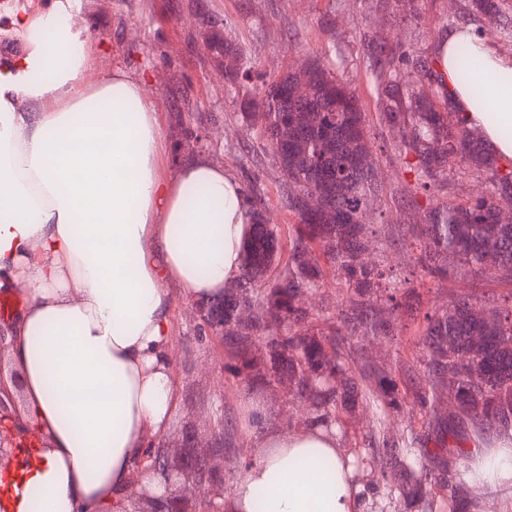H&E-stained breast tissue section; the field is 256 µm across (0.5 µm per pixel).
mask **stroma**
I'll return each instance as SVG.
<instances>
[{
	"label": "stroma",
	"instance_id": "stroma-1",
	"mask_svg": "<svg viewBox=\"0 0 512 512\" xmlns=\"http://www.w3.org/2000/svg\"><path fill=\"white\" fill-rule=\"evenodd\" d=\"M74 23L91 27L98 36V56L91 73L99 78L115 67L141 76L169 132L176 160L205 154L234 171L241 181H255L270 223L287 230L295 221L285 205L287 186L276 159L264 148L259 134L245 135L240 104L256 84L320 58L327 68L356 88L361 108L374 114L376 97L362 60L360 38L368 34L405 46L425 57L435 56L440 35L468 25L482 29L483 39L503 56L512 58V38L473 15L469 0H419L414 14L396 12L388 0H78ZM230 28L246 49L254 69L231 84L224 67L205 49L207 26ZM201 141L189 139V131ZM391 134L378 125L370 127V148L383 189L366 212L370 224H415L420 210L398 206L396 197L406 182L403 168L392 150ZM419 307L444 308L451 301L481 292L501 297L512 287L492 272L473 278L459 275L444 281H421ZM173 374L178 401L165 440L180 447L183 440L216 441L230 435L234 447L224 455V492L232 494L251 461L253 434L248 426L249 402L262 404L265 424L274 431L293 432L309 423V407L279 389L238 390L224 367L228 358L223 343L203 336L195 301L175 298L172 308ZM360 357L381 367L396 360L422 357L413 328L395 338L368 336L360 339ZM438 423L409 418L393 411L379 416L375 407L358 406L336 432L338 446L349 457L362 488L365 512H421L404 499L385 475V461L373 451L369 438L383 430L388 439L402 440L408 429L436 433L438 426L464 433L468 441L479 435L461 416L450 390H441L437 402ZM466 456L448 452L426 462L432 475L433 512H512V493L486 490L475 494L462 479Z\"/></svg>",
	"mask_w": 512,
	"mask_h": 512
}]
</instances>
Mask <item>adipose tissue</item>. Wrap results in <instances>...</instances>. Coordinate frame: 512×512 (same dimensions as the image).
<instances>
[{
	"label": "adipose tissue",
	"mask_w": 512,
	"mask_h": 512,
	"mask_svg": "<svg viewBox=\"0 0 512 512\" xmlns=\"http://www.w3.org/2000/svg\"><path fill=\"white\" fill-rule=\"evenodd\" d=\"M24 47L0 59V290L22 287L8 323L23 414L44 438L6 512H104L133 462L163 437L176 403L172 288L218 298L241 273L251 201L237 176L199 156L170 169L166 130L145 83L115 68L90 80L96 34L65 5L14 16ZM454 109L512 160V59L476 52L496 92L455 78ZM228 512H362L334 430L267 433L254 444ZM471 486L512 489V438L470 454Z\"/></svg>",
	"instance_id": "ef3b65f1"
}]
</instances>
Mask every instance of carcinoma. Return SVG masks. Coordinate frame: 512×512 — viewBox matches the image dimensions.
<instances>
[{
  "label": "carcinoma",
  "mask_w": 512,
  "mask_h": 512,
  "mask_svg": "<svg viewBox=\"0 0 512 512\" xmlns=\"http://www.w3.org/2000/svg\"><path fill=\"white\" fill-rule=\"evenodd\" d=\"M470 2L473 12L512 36L507 0ZM360 42L374 81L375 118L394 136L397 158L411 177L401 197L416 207L419 195L451 189L450 165L477 172L490 184L485 195L465 202L450 197L427 207L419 224L388 227V244L403 241L416 248L424 279L477 275L494 267L512 284V224L499 215L500 207L512 206V165L488 153L477 133L449 111L437 58L415 57L400 42L366 34ZM205 47L212 59L224 61L228 80L251 71L229 30L211 33ZM454 64L461 84L485 77L468 41L456 44ZM299 81L307 87L304 96L295 93ZM246 108V129L259 130L276 157L297 223L288 227L284 260L278 227L254 208L239 278L224 289V299L199 306L208 327L224 323L231 360L225 370L236 384L245 392L286 386L309 401L312 422L331 428L363 402L382 415L392 409L431 416L442 381L450 375L458 407L473 425L487 432L511 431L512 307L497 305L490 295L464 297L423 315L415 335L424 356L407 366L405 375L419 372L424 384L410 402L401 394L396 371L356 361L358 337L401 332L399 312L416 291L408 279L381 285L383 274L370 258L375 230L364 215L380 185L370 160L369 120L356 90L315 61L262 81ZM307 195L319 196L321 207H306L302 197ZM326 265L336 273L345 302L316 328L302 300L323 285ZM257 338L266 345L261 357L254 349ZM430 444L462 448L464 440L453 430L429 437L411 428L400 447L382 441L400 494L422 495L425 466L419 460ZM138 499L147 512H185L189 506L182 494L168 504L147 489Z\"/></svg>",
  "instance_id": "obj_1"
}]
</instances>
